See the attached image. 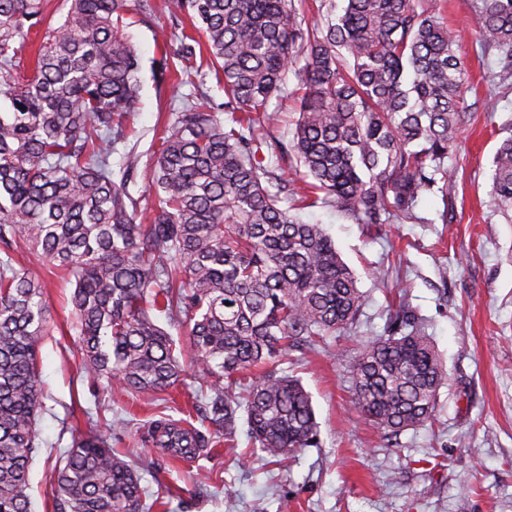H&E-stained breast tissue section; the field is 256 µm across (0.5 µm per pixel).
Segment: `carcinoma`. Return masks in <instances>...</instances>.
Listing matches in <instances>:
<instances>
[{"mask_svg": "<svg viewBox=\"0 0 512 512\" xmlns=\"http://www.w3.org/2000/svg\"><path fill=\"white\" fill-rule=\"evenodd\" d=\"M43 25V0H0V242L74 279L71 304L84 369L139 396L175 388L183 364L163 315L185 325L208 381L214 431L247 433L279 463L319 445L311 396L277 369L290 347L313 348L352 325L362 305L353 270L320 224L278 205L285 179L265 164L264 135L288 73L302 86L292 150L302 191L323 194L357 224L416 220L425 192L446 194L461 149L464 63L441 12L422 0H336L308 22L303 0H168L193 54L204 39L224 111L189 106L165 127L149 164L153 217L116 180L112 146L140 102L139 55L121 19L151 0H68ZM484 50L512 72V0H479ZM44 28L30 74L20 69ZM304 61L295 69L298 61ZM494 155L489 203L512 211V125ZM43 283L0 261V512H32L30 467L43 405L38 346L48 334ZM264 373L248 384L254 368ZM351 403L386 440L429 421L446 371L411 317L363 341L348 365ZM154 439L176 457L208 446L166 420ZM57 512H143L141 477L102 432L76 440L59 467Z\"/></svg>", "mask_w": 512, "mask_h": 512, "instance_id": "carcinoma-1", "label": "carcinoma"}]
</instances>
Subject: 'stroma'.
I'll list each match as a JSON object with an SVG mask.
<instances>
[{
    "label": "stroma",
    "instance_id": "stroma-1",
    "mask_svg": "<svg viewBox=\"0 0 512 512\" xmlns=\"http://www.w3.org/2000/svg\"><path fill=\"white\" fill-rule=\"evenodd\" d=\"M443 7L466 68L467 114L462 148L448 159L455 178L447 195L424 194L414 222L358 224L321 206L299 213L331 235L363 294L352 327L318 350H291L281 360L312 397L319 447L278 463L255 452L242 431L233 447L215 444L194 462L171 457L149 427L166 418L201 428L206 388L194 368L169 395L103 389L82 366L73 278L12 247L17 268L44 282L50 314L38 354L44 407L28 490L33 512H54L56 471L90 426L107 432L149 496L161 498L153 512H254L259 503L266 512H512V221L488 197L501 130L512 122V77L490 76L496 58L480 44L475 0H445ZM123 22L139 50L142 81L128 144L146 155L159 146L157 127L174 121L183 103L203 95L223 105L224 88L208 53L191 59L192 79L173 62L179 43L164 8L149 17L130 11ZM167 60L170 71L158 81ZM128 144H117L112 162ZM399 309L430 337L447 381L433 421L403 432L392 447L352 408L347 365L358 341L384 333Z\"/></svg>",
    "mask_w": 512,
    "mask_h": 512
}]
</instances>
